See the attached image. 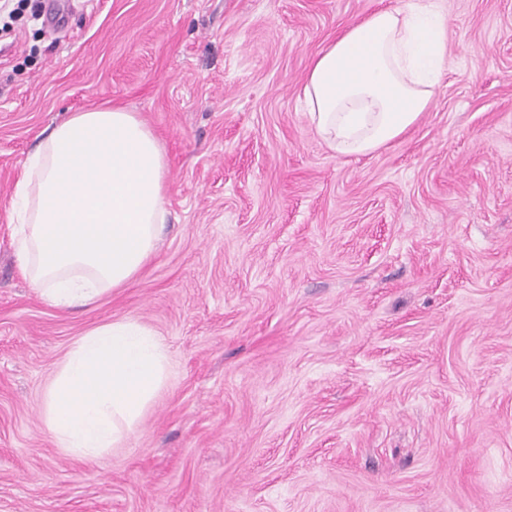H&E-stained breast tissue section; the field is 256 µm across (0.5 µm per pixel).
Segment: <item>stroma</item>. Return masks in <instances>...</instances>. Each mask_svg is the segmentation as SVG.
I'll return each instance as SVG.
<instances>
[{
    "label": "stroma",
    "mask_w": 512,
    "mask_h": 512,
    "mask_svg": "<svg viewBox=\"0 0 512 512\" xmlns=\"http://www.w3.org/2000/svg\"><path fill=\"white\" fill-rule=\"evenodd\" d=\"M408 0H28L0 32V512H512V0H439L448 67L401 140L336 155L311 58ZM137 112L171 222L135 281L49 306L12 195L45 130ZM163 340L167 380L98 459L42 426L89 328Z\"/></svg>",
    "instance_id": "obj_1"
}]
</instances>
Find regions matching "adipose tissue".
Masks as SVG:
<instances>
[{
    "label": "adipose tissue",
    "instance_id": "obj_1",
    "mask_svg": "<svg viewBox=\"0 0 512 512\" xmlns=\"http://www.w3.org/2000/svg\"><path fill=\"white\" fill-rule=\"evenodd\" d=\"M448 65V22L435 0L382 9L312 59L303 102L341 156L387 147L434 101ZM168 162L137 113H70L23 163L12 199L18 263L48 305L89 307L139 275L169 212Z\"/></svg>",
    "mask_w": 512,
    "mask_h": 512
}]
</instances>
